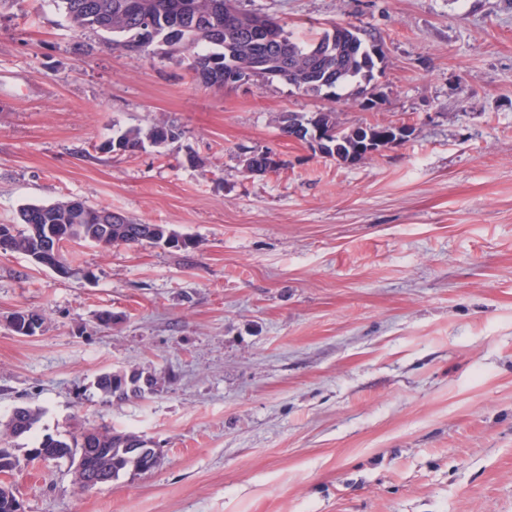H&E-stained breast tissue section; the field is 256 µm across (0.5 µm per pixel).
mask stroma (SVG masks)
Masks as SVG:
<instances>
[{"label": "stroma", "instance_id": "stroma-1", "mask_svg": "<svg viewBox=\"0 0 512 512\" xmlns=\"http://www.w3.org/2000/svg\"><path fill=\"white\" fill-rule=\"evenodd\" d=\"M239 6L376 36L372 90L208 87L56 0H0V224L79 198L198 243H71L66 276L0 253V425L28 406L36 436L106 426L161 451L86 492L66 461L21 460L24 512H512V0ZM328 108L414 134L354 166L282 135ZM159 121L176 140L109 152ZM261 149L282 167L245 173ZM18 311L42 331L14 332ZM135 369L152 393L101 396ZM153 381L144 378V373L136 370L130 372H107L100 375L96 385L100 393L116 401L143 398L152 389Z\"/></svg>", "mask_w": 512, "mask_h": 512}]
</instances>
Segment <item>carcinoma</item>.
Instances as JSON below:
<instances>
[{
  "label": "carcinoma",
  "mask_w": 512,
  "mask_h": 512,
  "mask_svg": "<svg viewBox=\"0 0 512 512\" xmlns=\"http://www.w3.org/2000/svg\"><path fill=\"white\" fill-rule=\"evenodd\" d=\"M71 26L79 31L90 30L107 35L114 49L130 51L143 35L149 47L161 44L171 47V35L181 32L184 50L190 55L189 69L195 70L194 60H213L233 72L247 67L253 60L265 56L272 60L258 80L278 79L311 96L326 90H343L354 85L365 93L374 80L377 64L383 63L380 41L361 37L360 28L351 24H332L318 37L302 41L286 26L274 21L276 38L261 40L251 31L228 29L220 19L210 29L195 28L194 14L205 13L210 5L225 0H61ZM282 133L290 139L304 141L316 132L328 139L327 158L355 165L366 158L367 142L391 137L402 142L408 139L403 127L394 124H366L344 129L336 124L330 110L290 112L283 116ZM176 132L163 122L154 124L144 133L138 128L112 136V143L131 154L144 147V140L156 145L175 138ZM103 208H95L80 199L48 205H29L21 210L24 229L13 231L12 251L28 256L41 264L45 257L64 259L63 248L69 243L85 242L100 248L144 243L189 249L194 239L180 236L166 224H141L119 212L113 221H100ZM100 393L116 401L142 398L152 389L153 381L136 370L107 372L96 382ZM40 417L39 411L17 407L4 425L5 437L28 436ZM56 448H72L70 470L84 467L91 479L110 475L116 479L129 471L144 474L156 463L133 454L142 440L125 432L108 428H92L70 438H51Z\"/></svg>",
  "instance_id": "obj_1"
}]
</instances>
